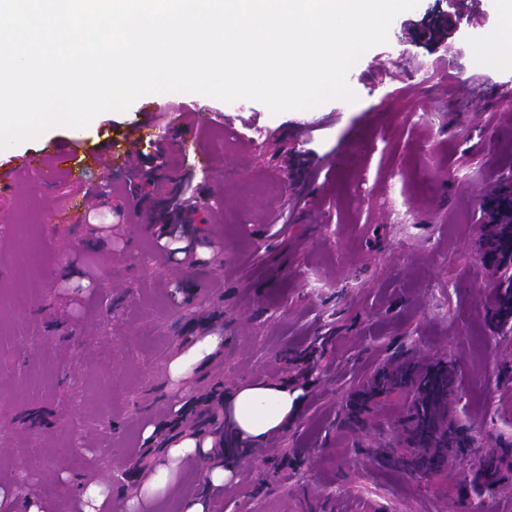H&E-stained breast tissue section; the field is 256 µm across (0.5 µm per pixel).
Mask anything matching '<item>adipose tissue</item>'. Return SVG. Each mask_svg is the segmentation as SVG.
Instances as JSON below:
<instances>
[{"instance_id": "ef3b65f1", "label": "adipose tissue", "mask_w": 512, "mask_h": 512, "mask_svg": "<svg viewBox=\"0 0 512 512\" xmlns=\"http://www.w3.org/2000/svg\"><path fill=\"white\" fill-rule=\"evenodd\" d=\"M300 403V391L289 389L287 384L255 383L240 386L227 398L224 407L234 433L263 441L281 430ZM212 445V440L200 442L191 436L172 439L160 448L137 496L128 502L129 512H144L148 503L172 489L180 464L208 458Z\"/></svg>"}]
</instances>
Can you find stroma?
I'll list each match as a JSON object with an SVG mask.
<instances>
[{"instance_id":"stroma-1","label":"stroma","mask_w":512,"mask_h":512,"mask_svg":"<svg viewBox=\"0 0 512 512\" xmlns=\"http://www.w3.org/2000/svg\"><path fill=\"white\" fill-rule=\"evenodd\" d=\"M454 2L395 18L348 73L356 101L274 115L251 100L145 95L0 156L12 182L0 187V512H22V485L45 512H78L90 481L126 512L144 429L167 440L174 406L215 385L217 410L255 381L288 383L303 402L265 441L225 430L234 479L208 512H467L454 478L382 468L336 426L348 386L413 336L422 354L461 355L465 430L512 441V384L494 373L512 362V336H491L479 299L496 275L476 261L512 171V97L498 94L512 56L490 66L479 53L505 20L495 0L481 2L483 26L463 16L429 39ZM165 127L178 182L142 177L127 199L111 169L77 183L20 165L63 142L82 160L104 142L121 156L135 132L150 155ZM170 224L196 262L162 250ZM205 336L223 337L218 354L172 379V358ZM318 336L328 354L298 372Z\"/></svg>"}]
</instances>
